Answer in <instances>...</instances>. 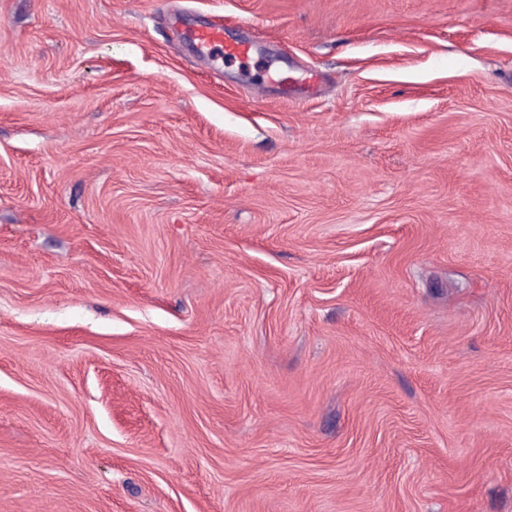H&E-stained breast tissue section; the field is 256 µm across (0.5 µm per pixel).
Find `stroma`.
<instances>
[{
	"instance_id": "obj_1",
	"label": "stroma",
	"mask_w": 512,
	"mask_h": 512,
	"mask_svg": "<svg viewBox=\"0 0 512 512\" xmlns=\"http://www.w3.org/2000/svg\"><path fill=\"white\" fill-rule=\"evenodd\" d=\"M0 512H512V0H0ZM190 42L199 51L212 58L228 60L247 58L252 46L246 42H224V22L212 21L204 26L189 29L186 33Z\"/></svg>"
}]
</instances>
